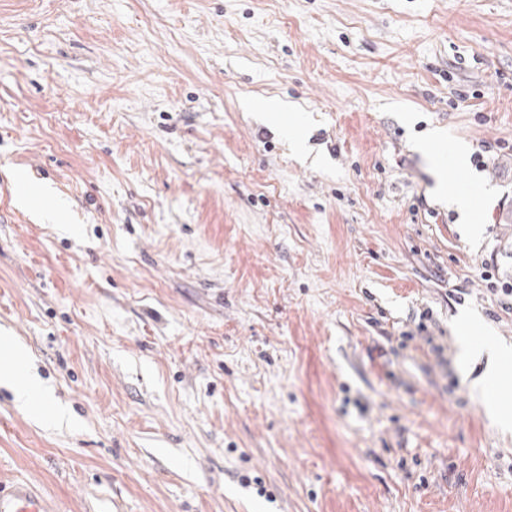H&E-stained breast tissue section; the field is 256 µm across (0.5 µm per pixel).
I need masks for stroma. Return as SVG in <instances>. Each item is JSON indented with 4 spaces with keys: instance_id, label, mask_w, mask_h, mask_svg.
<instances>
[{
    "instance_id": "1",
    "label": "stroma",
    "mask_w": 512,
    "mask_h": 512,
    "mask_svg": "<svg viewBox=\"0 0 512 512\" xmlns=\"http://www.w3.org/2000/svg\"><path fill=\"white\" fill-rule=\"evenodd\" d=\"M500 141L512 0H0V336L71 420L0 384V477L59 512H512L475 386L512 346ZM481 280L486 283V290L494 297L501 311L512 312V279L499 275V268L491 263H482Z\"/></svg>"
}]
</instances>
